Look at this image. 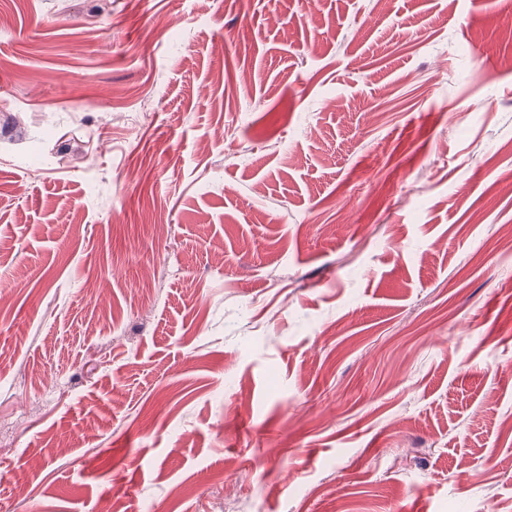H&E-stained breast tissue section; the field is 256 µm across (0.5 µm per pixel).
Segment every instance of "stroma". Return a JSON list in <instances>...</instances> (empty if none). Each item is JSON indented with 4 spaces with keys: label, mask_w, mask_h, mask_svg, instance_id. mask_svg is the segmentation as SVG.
Segmentation results:
<instances>
[{
    "label": "stroma",
    "mask_w": 512,
    "mask_h": 512,
    "mask_svg": "<svg viewBox=\"0 0 512 512\" xmlns=\"http://www.w3.org/2000/svg\"><path fill=\"white\" fill-rule=\"evenodd\" d=\"M316 7L0 0V512H512V0Z\"/></svg>",
    "instance_id": "obj_1"
}]
</instances>
